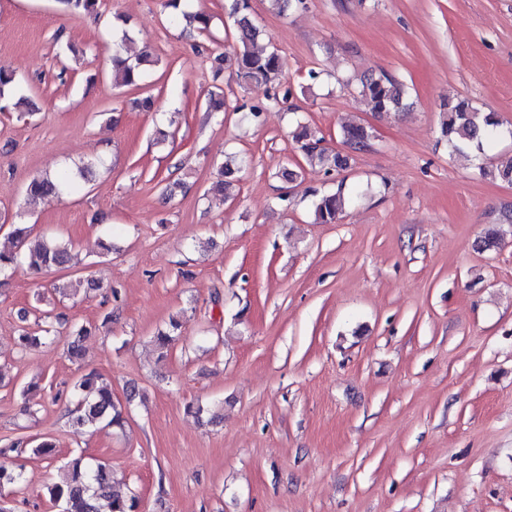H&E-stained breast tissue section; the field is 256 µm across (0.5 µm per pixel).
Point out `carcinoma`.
I'll use <instances>...</instances> for the list:
<instances>
[{"mask_svg": "<svg viewBox=\"0 0 512 512\" xmlns=\"http://www.w3.org/2000/svg\"><path fill=\"white\" fill-rule=\"evenodd\" d=\"M64 6L74 14H93L97 12L99 0H61ZM229 18L233 20L235 41L232 56L238 76L251 87H263L269 91L282 86L284 62L276 53L262 54L255 50L260 34L258 26L248 13V0H230ZM147 62L143 54L131 59L115 52L112 57L113 82L123 86H135L142 77L140 65ZM359 95L369 111L378 114H399L407 111L411 105L408 88L393 75L381 71L360 78ZM18 110L30 115L33 103L21 93L12 71L0 66V111ZM444 116L441 123V135L448 142L451 152L465 158L478 155L484 143L495 139L504 131L495 114L481 112L469 102L460 100L443 104ZM342 142L354 149L362 150L370 145L372 131L362 125H349L342 128ZM295 141L304 162L311 167L330 170L341 167L339 155L331 154L321 146L322 139L315 137L304 123L297 122ZM485 176L512 183V160L491 169H481ZM78 176L85 177V170L79 169ZM76 176V177H78ZM76 177L64 173L54 177L38 175L27 185L29 199L36 200L63 191H73L77 187ZM314 216L318 224H334L345 207L342 189L335 192H313ZM23 250L19 253L0 251V274L24 263L28 269L39 273L46 268L70 270L79 264L77 255L71 247L59 239L41 236L32 238L28 230L20 225L13 230ZM44 326L37 331L22 329L19 345L23 349L51 344L66 340L67 353L72 358L81 354L82 342L91 330L85 325L71 324L58 317L44 315ZM184 322L173 317L168 328L160 330L154 336L158 351L166 352L177 336L181 335ZM73 408L68 411L73 422L79 427H121L125 422V407L114 397L112 385L102 375L91 372L78 379L70 388ZM24 482V470L20 465L0 463V489L17 487ZM50 502L59 512H101L100 502H106L108 512H137L138 497L134 494L123 495L114 490L112 468L104 462L94 465L84 462L80 457L70 460L59 480L47 486Z\"/></svg>", "mask_w": 512, "mask_h": 512, "instance_id": "1", "label": "carcinoma"}]
</instances>
